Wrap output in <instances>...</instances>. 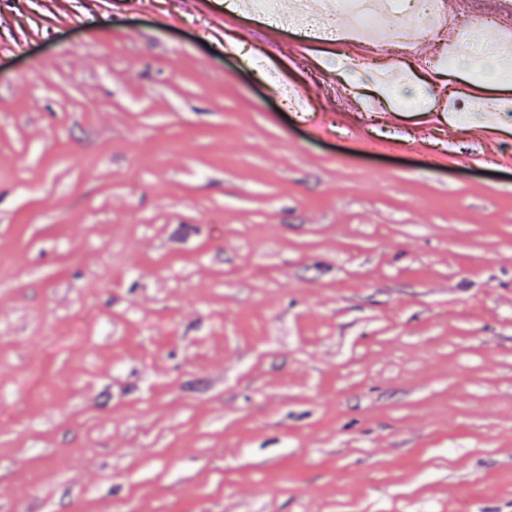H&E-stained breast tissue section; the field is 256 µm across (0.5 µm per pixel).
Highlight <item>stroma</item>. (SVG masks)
I'll return each instance as SVG.
<instances>
[{"label": "stroma", "instance_id": "stroma-1", "mask_svg": "<svg viewBox=\"0 0 512 512\" xmlns=\"http://www.w3.org/2000/svg\"><path fill=\"white\" fill-rule=\"evenodd\" d=\"M338 50L0 0V512H512V84Z\"/></svg>", "mask_w": 512, "mask_h": 512}]
</instances>
